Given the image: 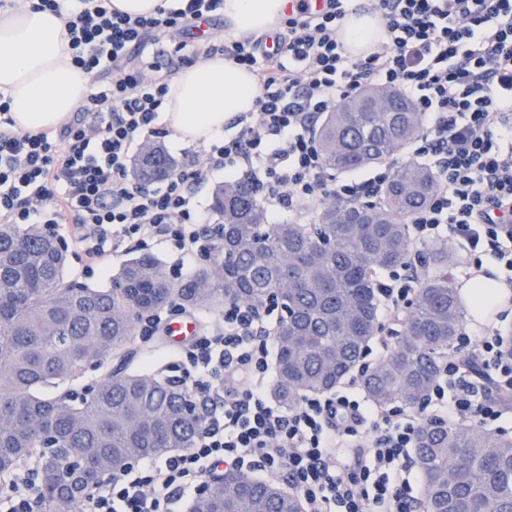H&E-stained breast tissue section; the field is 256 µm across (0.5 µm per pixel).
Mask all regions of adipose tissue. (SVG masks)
I'll use <instances>...</instances> for the list:
<instances>
[{
    "label": "adipose tissue",
    "instance_id": "obj_1",
    "mask_svg": "<svg viewBox=\"0 0 512 512\" xmlns=\"http://www.w3.org/2000/svg\"><path fill=\"white\" fill-rule=\"evenodd\" d=\"M286 0H224V22L231 35L262 32L280 26ZM383 35L377 14L350 13L339 38L359 55ZM69 37L61 16L35 9L31 0L0 7V92L10 97V115L21 131L60 125L91 92V76L71 60ZM253 76L223 55L182 68L170 81L161 121L184 146L206 145L224 132L225 124L255 109ZM462 295L472 319L486 307L505 308L512 289L478 276Z\"/></svg>",
    "mask_w": 512,
    "mask_h": 512
}]
</instances>
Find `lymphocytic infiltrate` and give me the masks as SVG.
Here are the masks:
<instances>
[{
  "label": "lymphocytic infiltrate",
  "mask_w": 512,
  "mask_h": 512,
  "mask_svg": "<svg viewBox=\"0 0 512 512\" xmlns=\"http://www.w3.org/2000/svg\"><path fill=\"white\" fill-rule=\"evenodd\" d=\"M174 9L132 16L111 0H39L62 16L72 61L90 73L92 91L76 121L55 131L22 132L0 100V223L44 224L70 247L84 272L105 270L112 254L167 244L171 269L210 255L209 221L194 190L221 171L252 180L268 206L298 221L325 199H380L393 167L372 177L337 179L319 151L321 114L363 87H391L420 112L412 154L435 159L438 189L411 219L409 260L419 246L451 235L474 266L494 260L512 283V0H376L383 40L354 58L337 39L345 0L322 9L299 6L274 34L224 44L225 58L249 70L258 95L236 117L237 135L213 144L205 162L185 158L163 187L138 180L132 154L145 139L166 138L158 118L168 92L163 57L190 66L215 55L192 40L198 23L224 10V0H178ZM416 278H376L379 311L392 317ZM272 303H228L224 321L203 328L184 348L180 381L199 405L202 426L190 448L121 471L90 496L88 512H177L185 494L221 464L284 477L305 512H416L410 463L417 428L433 419L480 427L505 408L484 395L457 361L479 350L512 391V341L500 332L472 341L461 334L424 407H379L356 380L327 396L293 405L270 400L279 319Z\"/></svg>",
  "instance_id": "1"
}]
</instances>
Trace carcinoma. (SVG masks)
<instances>
[{
    "mask_svg": "<svg viewBox=\"0 0 512 512\" xmlns=\"http://www.w3.org/2000/svg\"><path fill=\"white\" fill-rule=\"evenodd\" d=\"M368 86L325 114L317 140L325 166L350 173L400 154L422 130L419 113L394 89L399 112L373 105ZM175 160L160 144L137 154L139 177L161 181ZM438 188L435 171L396 166L382 200L331 201L313 224L269 222L253 186L213 191L217 216L210 264L175 282L151 256L130 259L112 287L67 278L55 240L0 224V479L34 463V512H79L103 478L134 452L154 457L191 446L200 417L187 391L127 369L139 323L158 309L278 301L273 393L286 404L333 391L356 370L382 330L375 278L410 254L409 220ZM451 248L428 252V269L394 332L393 350L361 376L380 407L428 399L442 359L464 322L448 273ZM107 367L81 397L43 388ZM413 463L423 476L421 512H512V437L475 425L428 420L416 431ZM192 512H301L297 494L248 475L213 479Z\"/></svg>",
    "mask_w": 512,
    "mask_h": 512,
    "instance_id": "obj_1",
    "label": "carcinoma"
}]
</instances>
